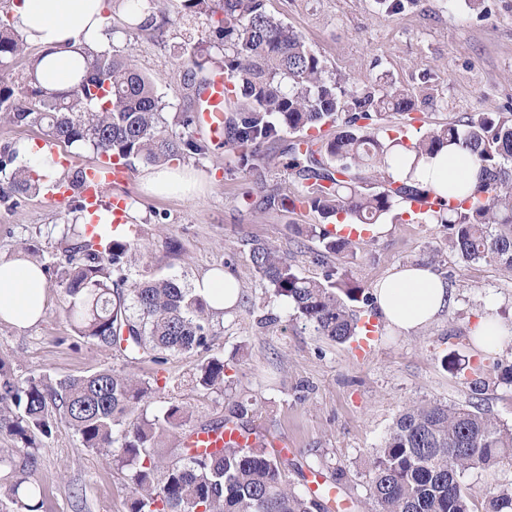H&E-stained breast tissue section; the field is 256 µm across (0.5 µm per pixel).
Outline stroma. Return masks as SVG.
I'll use <instances>...</instances> for the list:
<instances>
[{
	"label": "stroma",
	"mask_w": 512,
	"mask_h": 512,
	"mask_svg": "<svg viewBox=\"0 0 512 512\" xmlns=\"http://www.w3.org/2000/svg\"><path fill=\"white\" fill-rule=\"evenodd\" d=\"M269 8L302 34L329 72L413 91L430 81L433 96L419 101L415 113L421 130L465 120L473 112L512 113V0H485L475 8L465 0H420L392 17L375 0H269ZM103 16L110 31L103 49L131 55L140 71L155 78L174 112L192 110L180 47L200 38L202 27L178 20L165 32L143 30L129 40L121 12L108 8ZM184 163L206 179L200 196L144 194L140 162L130 169L129 181L111 192L126 196V222L138 233L130 280L173 276L191 286L221 268L239 283L240 303L215 316L207 351L224 358L233 382L224 393L182 389L191 426L222 422L228 401L253 400L261 432L271 443L284 444L290 462L306 467L328 458L347 471L340 495L353 503L352 512H363L364 462L399 412L419 400L471 402L467 380L446 370L442 358L453 353L477 358L471 329L487 304L495 305L505 328L502 349H512V274L483 261L462 263L449 250L442 227L386 217L385 234L357 238L347 275L369 291L397 267L427 265L448 281L454 302L407 335L381 326L368 351L354 341L331 342L305 328L288 299L268 292L246 262L249 242L258 239L289 252L301 275L322 276V267L309 258L318 243L303 232L305 225L321 223V216L246 207L244 199L256 187L223 143H211L207 156ZM11 183V171L0 172V256L29 249L52 266L43 319L24 331L0 321V359L13 377L60 378L112 368L149 380L188 376L198 356L172 355L159 366L149 357L133 361L77 336L58 286L66 264L62 232L71 217L49 204L45 193L18 194ZM260 312L270 315L272 324L258 327ZM33 480L41 488L39 512H123L124 474L109 455L81 448L63 418L39 441Z\"/></svg>",
	"instance_id": "1"
}]
</instances>
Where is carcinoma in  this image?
<instances>
[{
	"label": "carcinoma",
	"mask_w": 512,
	"mask_h": 512,
	"mask_svg": "<svg viewBox=\"0 0 512 512\" xmlns=\"http://www.w3.org/2000/svg\"><path fill=\"white\" fill-rule=\"evenodd\" d=\"M172 12L201 21L210 32L207 39L181 46L193 97L199 98L216 69L224 70L231 84L235 100L224 116V147L238 152L240 168L259 181L276 162L297 182L292 188L285 179L263 191L256 208L310 210L329 224L341 219L375 224L415 197L432 193L395 179L364 187L353 176L362 167H386L394 147L403 145V135H382L377 122L392 112L410 116L417 107L415 93L327 72L304 38L270 12L267 0H132L122 32L131 37L158 18L166 24ZM22 51L23 41L0 15L1 122L39 125L57 143L127 167L134 160L162 165L207 155V142L187 132L193 113L176 117L186 132L169 130L157 82L140 72L131 56L91 52L77 88L49 92L36 77L38 61L25 77L8 69ZM335 123L342 131L319 144L322 127ZM287 132L299 139L278 160L272 150ZM457 141L480 169L475 187L453 206L439 195L438 209L407 214L413 223L448 230V248L462 261L494 263L512 273V116L476 112L460 126L448 123L424 132L408 149L419 159L430 158ZM38 181L39 172L24 166L13 187L34 193ZM306 232L320 244L314 261L321 265L351 251L349 238L323 224H310ZM66 239L68 266L59 286L78 336L134 360L147 354L157 365L171 355L208 348L213 311L203 297L172 277L127 284L133 240L114 237L101 252L75 224ZM248 260L251 274L274 295L291 301L317 335L336 343L357 335L350 304L372 297L339 268H329L320 279L302 276L286 253L261 240L251 242ZM443 365L457 373L468 368L454 354L445 356ZM468 369L475 402L412 403L370 455L368 512H512V482L493 488L479 504L464 484L469 473L512 456V429L476 403L490 384L512 383V362L503 354L485 356ZM227 382V366L219 357L197 363L188 380L194 389L213 392L225 391ZM156 393L151 381L116 370L19 380L0 361V433L21 443L0 448V464L9 468L0 476V512H37L39 488L31 472L37 465L38 436L51 435L55 410L83 448L110 454L128 468L124 512H331L327 499L296 491L288 461L263 445L229 444L195 455L183 448L164 458L163 440L178 434L191 417L174 393L164 410L141 414L137 425L115 435L114 427ZM255 416L251 400H233L224 423L249 433Z\"/></svg>",
	"instance_id": "carcinoma-1"
}]
</instances>
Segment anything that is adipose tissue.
Here are the masks:
<instances>
[{
  "mask_svg": "<svg viewBox=\"0 0 512 512\" xmlns=\"http://www.w3.org/2000/svg\"><path fill=\"white\" fill-rule=\"evenodd\" d=\"M103 0H13L14 30L44 55L37 76L50 91L73 87L87 58L82 50L97 46L103 30ZM394 178H412L415 183L447 195L452 184L474 187L478 168L461 145L444 147L435 156L416 160L414 153L399 151L388 160ZM142 189L151 194L178 193L195 197L205 181L196 170L182 165L144 170ZM48 284L42 271L21 256L0 259V320L25 329L44 315ZM195 293L215 311L232 310L240 299L234 276L213 270L194 285ZM373 296L378 315L398 333L407 335L429 324L453 301L447 281L429 267L413 265L395 269L376 282Z\"/></svg>",
  "mask_w": 512,
  "mask_h": 512,
  "instance_id": "adipose-tissue-1",
  "label": "adipose tissue"
}]
</instances>
